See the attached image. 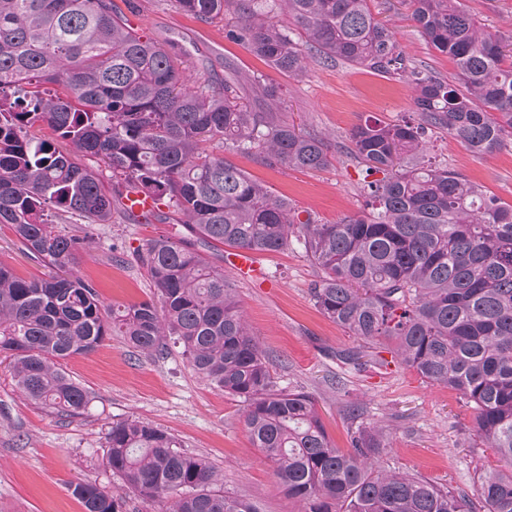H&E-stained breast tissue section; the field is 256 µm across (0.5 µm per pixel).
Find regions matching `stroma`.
I'll list each match as a JSON object with an SVG mask.
<instances>
[{
	"mask_svg": "<svg viewBox=\"0 0 512 512\" xmlns=\"http://www.w3.org/2000/svg\"><path fill=\"white\" fill-rule=\"evenodd\" d=\"M139 33L181 53L190 83L202 77L223 81L225 66L258 72L283 87L281 117L303 130L326 135L331 164L317 171L265 166L243 153L230 162L288 198L300 214L334 224L360 212L365 168L347 153L351 131L367 118L416 120L413 95L403 81L336 62L307 61L297 76L285 75L224 36L220 20L203 22L182 13L176 0H114ZM375 16L388 23L405 55L417 66L450 76L453 63L417 31L406 0H370ZM428 158L448 165L487 194L512 204V151L477 155L447 132L432 135ZM165 224H58L64 234L87 236L78 273L104 304H135L153 290L138 263L137 248L174 232ZM260 273L238 277L230 260H220L251 332L270 360L280 387L302 390L317 401L330 439L348 448L350 410L381 428L390 446V467L474 492L480 472L498 469L491 449L476 445L474 411L447 387L414 371L378 369L374 349L362 346L314 307L309 289L317 270L299 245L259 257ZM360 350L362 369L337 360L338 351ZM91 401L74 418L57 417L33 404L17 387L8 359L0 356V512H84L72 485L89 480L124 501L126 512H157L132 493L107 467L105 436L114 422L136 419L166 429L187 454L205 457L229 495L257 504L261 512H299L274 475L271 463L253 448L237 401L195 374L178 352L151 358L112 336L92 353L63 363Z\"/></svg>",
	"mask_w": 512,
	"mask_h": 512,
	"instance_id": "35a3bbf8",
	"label": "stroma"
}]
</instances>
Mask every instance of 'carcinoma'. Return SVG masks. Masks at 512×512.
Listing matches in <instances>:
<instances>
[{"label": "carcinoma", "mask_w": 512, "mask_h": 512, "mask_svg": "<svg viewBox=\"0 0 512 512\" xmlns=\"http://www.w3.org/2000/svg\"><path fill=\"white\" fill-rule=\"evenodd\" d=\"M176 2L201 21L224 18L227 39L280 73L303 72L309 55L402 79L419 121L356 127L347 153L373 177L361 214L302 220L224 158L330 164L323 138L280 118L275 80L234 71L192 87L183 58L130 30L112 0H0V224L52 270L28 280L0 265V355L16 385L75 417L90 395L61 361L114 333L150 355L178 347L195 374L242 403L253 446L300 512H512V205L423 160L435 131L477 154L512 151V40L485 30L465 0H409L421 36L456 65L444 79L404 55L369 0ZM276 7L296 29L270 19ZM245 83L261 106L241 92ZM43 127L50 136L38 135ZM129 190L181 214L184 230L136 251L154 298L106 306L75 272L83 239L55 231L54 219L136 224L121 205ZM294 242L317 269L310 295L323 316L474 409L476 436L503 464L478 474V499L379 465L388 442L374 427L336 447L314 398L278 387L235 288L201 250L271 254ZM180 447L161 427L117 421L106 464L158 512H261L225 494L208 461ZM72 494L85 512H121L92 482Z\"/></svg>", "instance_id": "carcinoma-1"}]
</instances>
